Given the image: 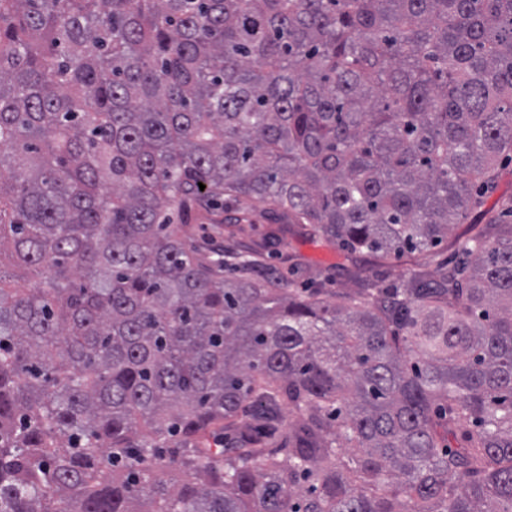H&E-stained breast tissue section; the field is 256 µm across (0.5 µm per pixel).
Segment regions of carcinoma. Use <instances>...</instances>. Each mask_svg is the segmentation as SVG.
<instances>
[{
	"label": "carcinoma",
	"mask_w": 512,
	"mask_h": 512,
	"mask_svg": "<svg viewBox=\"0 0 512 512\" xmlns=\"http://www.w3.org/2000/svg\"><path fill=\"white\" fill-rule=\"evenodd\" d=\"M511 163L512 0H0V512H512ZM512 195V164L505 170L498 183L497 190L491 194L486 200L483 210L485 218L497 216L499 213L498 206L501 197ZM178 230L183 238L193 241L207 253L221 251L229 244L224 239V224H179ZM298 250L302 256V272H298L296 276H305V270L309 266H321L326 270L327 277H330L332 288H350L351 283L347 280L336 263H340L342 258L337 256L336 249L331 246L317 245L311 242L297 243Z\"/></svg>",
	"instance_id": "obj_1"
}]
</instances>
